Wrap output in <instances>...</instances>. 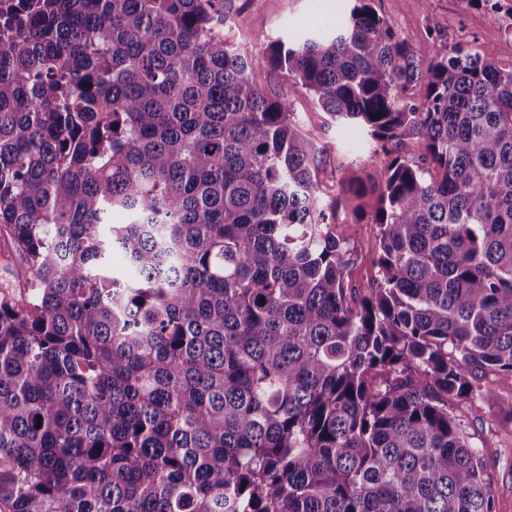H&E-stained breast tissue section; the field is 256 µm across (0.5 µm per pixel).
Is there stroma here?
Listing matches in <instances>:
<instances>
[{
	"label": "stroma",
	"mask_w": 512,
	"mask_h": 512,
	"mask_svg": "<svg viewBox=\"0 0 512 512\" xmlns=\"http://www.w3.org/2000/svg\"><path fill=\"white\" fill-rule=\"evenodd\" d=\"M346 5L347 0H224L225 40L248 55L261 73L268 94L290 102L301 131L319 149L318 190L323 201H336V210L329 219L339 225L350 220L354 204H361L367 212L375 203L371 195L357 203L339 198L341 180L368 179L387 157L372 154L370 140L364 139L358 127L332 122L310 94L273 70L267 62L265 45L297 29L333 20L337 8ZM371 5L422 58H430L436 52V45L428 36L434 30L448 44L474 42L488 60L503 66L512 64V36L490 34V25L501 22L502 16L482 0H372ZM376 234L377 229L371 224L353 227L352 286L365 287L374 275ZM478 379L481 398L455 403L452 413L494 470L498 512H512V420L501 411L503 405L512 402V379L489 370L479 372Z\"/></svg>",
	"instance_id": "35a3bbf8"
}]
</instances>
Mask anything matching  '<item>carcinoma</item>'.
<instances>
[{
  "label": "carcinoma",
  "instance_id": "1",
  "mask_svg": "<svg viewBox=\"0 0 512 512\" xmlns=\"http://www.w3.org/2000/svg\"><path fill=\"white\" fill-rule=\"evenodd\" d=\"M266 53L390 157L365 288L224 0H0V512H497L449 408L512 378V66L368 3ZM1 272L2 274L8 272L10 275V287L6 290L23 304L30 271L23 257L15 251L5 233L0 237V274Z\"/></svg>",
  "mask_w": 512,
  "mask_h": 512
}]
</instances>
